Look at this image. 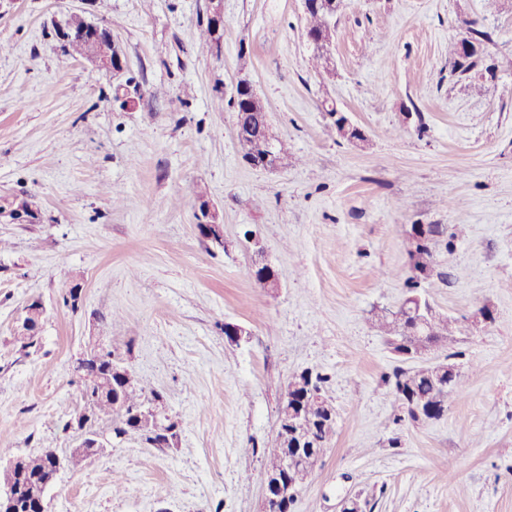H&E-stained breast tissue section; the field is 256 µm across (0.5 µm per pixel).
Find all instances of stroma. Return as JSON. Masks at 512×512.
<instances>
[{
  "mask_svg": "<svg viewBox=\"0 0 512 512\" xmlns=\"http://www.w3.org/2000/svg\"><path fill=\"white\" fill-rule=\"evenodd\" d=\"M76 12L111 30L122 79L63 56L55 31ZM205 21L206 0H0V197L40 210L0 220V434L14 456L73 448L63 425L96 334L183 422L175 447L116 440L61 471L46 512H262L264 446L305 369L329 377L336 433L291 512L366 489L374 512H512V0H351L328 81L300 0H224L217 48L197 39ZM472 21L492 41L460 79L448 46ZM243 79L294 166L243 161ZM326 99L364 147L331 134ZM200 191L223 247L198 233ZM410 224L462 230L424 291L458 326L425 360L460 373L426 422L398 420L400 361L372 325L407 295ZM260 258L278 291L252 276ZM33 300L46 318L24 352ZM483 305L494 320L470 332ZM2 204L8 206L0 210V218H8L17 224H33L38 220H32L26 213H33L39 218V210L25 196L3 197ZM33 221V222H31Z\"/></svg>",
  "mask_w": 512,
  "mask_h": 512,
  "instance_id": "1",
  "label": "stroma"
}]
</instances>
